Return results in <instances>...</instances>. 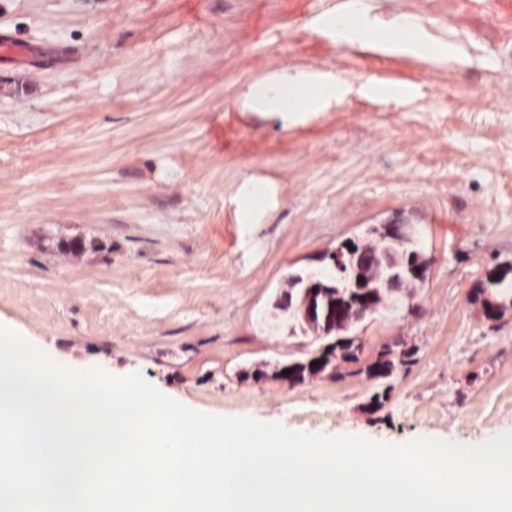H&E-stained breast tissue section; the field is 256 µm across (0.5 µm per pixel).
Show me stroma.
Listing matches in <instances>:
<instances>
[{"instance_id": "obj_1", "label": "stroma", "mask_w": 512, "mask_h": 512, "mask_svg": "<svg viewBox=\"0 0 512 512\" xmlns=\"http://www.w3.org/2000/svg\"><path fill=\"white\" fill-rule=\"evenodd\" d=\"M346 2L0 0V325L208 413L389 444L512 431V293L487 286L512 271V0H363L416 51L331 31ZM316 72L347 90L244 106ZM392 221L425 282L351 327L338 376L282 381L325 343L277 309L289 274ZM297 80L273 77L253 82L247 100L256 112H313L316 102L303 96Z\"/></svg>"}]
</instances>
